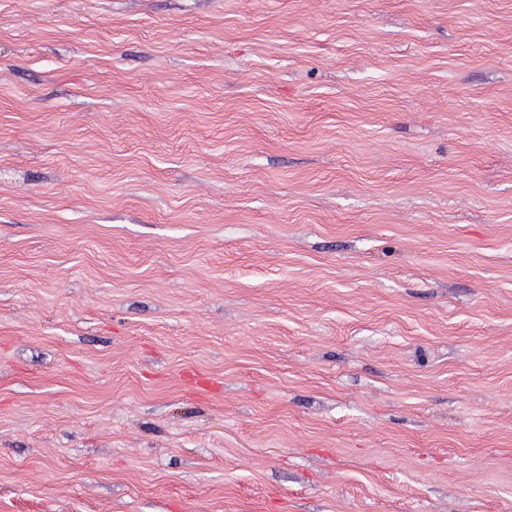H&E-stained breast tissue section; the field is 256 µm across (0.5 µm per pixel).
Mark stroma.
I'll list each match as a JSON object with an SVG mask.
<instances>
[{
  "mask_svg": "<svg viewBox=\"0 0 512 512\" xmlns=\"http://www.w3.org/2000/svg\"><path fill=\"white\" fill-rule=\"evenodd\" d=\"M0 512H512V0H0Z\"/></svg>",
  "mask_w": 512,
  "mask_h": 512,
  "instance_id": "stroma-1",
  "label": "stroma"
}]
</instances>
